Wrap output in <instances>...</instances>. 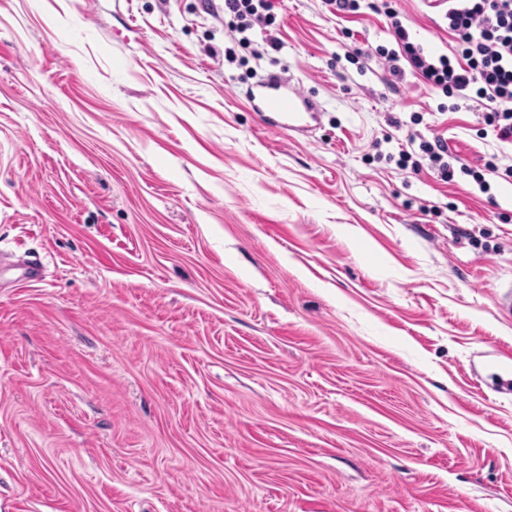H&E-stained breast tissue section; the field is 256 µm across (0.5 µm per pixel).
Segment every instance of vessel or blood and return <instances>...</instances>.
<instances>
[{
    "mask_svg": "<svg viewBox=\"0 0 512 512\" xmlns=\"http://www.w3.org/2000/svg\"><path fill=\"white\" fill-rule=\"evenodd\" d=\"M250 101L265 124L283 130L301 132L316 119L310 100L297 92L291 79L279 75L261 80Z\"/></svg>",
    "mask_w": 512,
    "mask_h": 512,
    "instance_id": "1",
    "label": "vessel or blood"
}]
</instances>
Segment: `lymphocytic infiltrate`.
<instances>
[{"label":"lymphocytic infiltrate","instance_id":"1","mask_svg":"<svg viewBox=\"0 0 512 512\" xmlns=\"http://www.w3.org/2000/svg\"><path fill=\"white\" fill-rule=\"evenodd\" d=\"M394 48L379 45L354 50V57L375 55L383 59L389 73L402 78L412 72L445 97L463 102L476 112L482 125L496 140L512 145V0H447L442 21L454 37L453 55H433L415 43L403 24L392 0H381ZM226 26L233 39L224 57L236 62L239 51L257 57L261 49L253 47L249 34L266 30V47L280 50L279 38L270 29L276 18L270 0H224ZM399 167L418 173L430 169L444 182L456 174L472 177L480 192H488V175L512 182V155H492L483 165L454 164L445 138L420 139L416 149L399 153Z\"/></svg>","mask_w":512,"mask_h":512}]
</instances>
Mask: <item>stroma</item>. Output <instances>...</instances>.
I'll use <instances>...</instances> for the list:
<instances>
[{
	"label": "stroma",
	"mask_w": 512,
	"mask_h": 512,
	"mask_svg": "<svg viewBox=\"0 0 512 512\" xmlns=\"http://www.w3.org/2000/svg\"><path fill=\"white\" fill-rule=\"evenodd\" d=\"M205 2L0 0V512H512V184L395 162L502 143L349 62L372 0H272L243 66ZM258 87L249 98L253 111L259 112L265 124L288 132H302L316 121L313 103L297 92L291 79L270 75Z\"/></svg>",
	"instance_id": "stroma-1"
}]
</instances>
